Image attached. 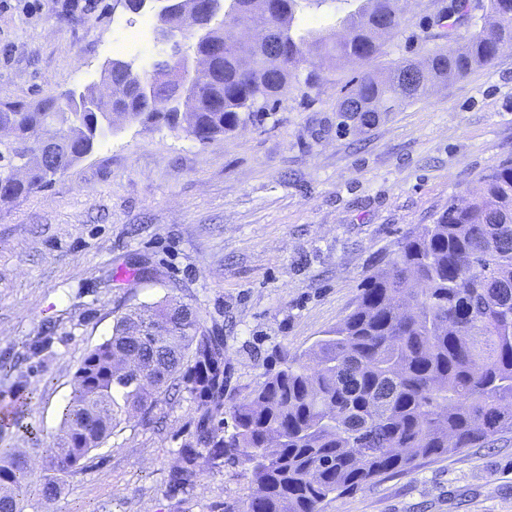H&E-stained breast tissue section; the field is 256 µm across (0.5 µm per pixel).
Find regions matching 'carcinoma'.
I'll list each match as a JSON object with an SVG mask.
<instances>
[{
    "mask_svg": "<svg viewBox=\"0 0 512 512\" xmlns=\"http://www.w3.org/2000/svg\"><path fill=\"white\" fill-rule=\"evenodd\" d=\"M194 2L172 0L159 22L183 25ZM252 2L224 0L223 12L201 19L188 49L209 52L225 21ZM260 2L266 14L252 17L239 47L203 73L180 69L157 46L151 70L112 60L101 74L111 88L105 99L93 86L35 105L0 97V126L14 131L0 140V207L51 182L34 148L42 133L52 135L64 171L93 151L113 113L173 126L182 112L188 135L206 143L262 120L291 88L319 81L314 71L299 80L312 56L365 66L336 112L343 132L369 128L427 96L448 71L485 67L512 44V0H486L478 18L470 0H449L436 23L451 34L470 22L465 51L436 49L423 64L398 62L382 82L371 69L378 45L365 29L397 30L400 0H347L334 23L348 33L344 41L295 22L304 8L328 0ZM224 387L221 330L202 329L187 304L131 307L75 372L60 434L37 449L39 483L28 450L0 448V512H27L33 486L44 498L56 496L123 421L153 414L183 389L196 416L169 487L187 489L203 467L240 465L251 473V493L222 512H323L330 496L408 473L421 458L492 446L495 434L512 431V161L485 173L466 204L450 202L403 238L388 267L364 283L354 309L308 350L228 408Z\"/></svg>",
    "mask_w": 512,
    "mask_h": 512,
    "instance_id": "cac0c4a2",
    "label": "carcinoma"
}]
</instances>
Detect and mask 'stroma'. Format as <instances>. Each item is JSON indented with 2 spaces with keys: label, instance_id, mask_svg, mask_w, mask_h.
<instances>
[{
  "label": "stroma",
  "instance_id": "stroma-1",
  "mask_svg": "<svg viewBox=\"0 0 512 512\" xmlns=\"http://www.w3.org/2000/svg\"><path fill=\"white\" fill-rule=\"evenodd\" d=\"M448 0H409L373 61L385 70L463 42L434 24ZM141 15L114 0H0V96L35 102L100 81L106 47ZM360 64L323 67L263 123L202 144L183 128L124 123L44 189L0 210V407L22 389L25 427L0 448H44L85 353L129 307L190 304L224 333L239 399L353 309L399 240L512 160V46L368 129L340 135L336 105ZM50 339L45 357L26 344ZM189 394L133 418L85 472L29 512H213L251 492L243 468L169 473L193 428ZM323 512H512V432L328 500Z\"/></svg>",
  "mask_w": 512,
  "mask_h": 512
}]
</instances>
